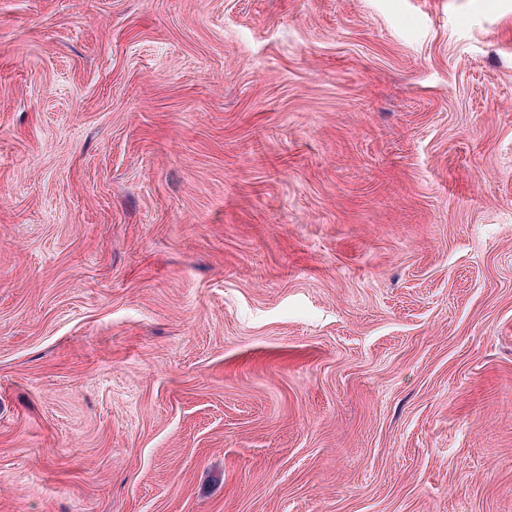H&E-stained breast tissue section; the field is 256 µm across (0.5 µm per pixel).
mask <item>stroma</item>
Masks as SVG:
<instances>
[{
  "instance_id": "1",
  "label": "stroma",
  "mask_w": 512,
  "mask_h": 512,
  "mask_svg": "<svg viewBox=\"0 0 512 512\" xmlns=\"http://www.w3.org/2000/svg\"><path fill=\"white\" fill-rule=\"evenodd\" d=\"M0 512H512V0H0Z\"/></svg>"
}]
</instances>
